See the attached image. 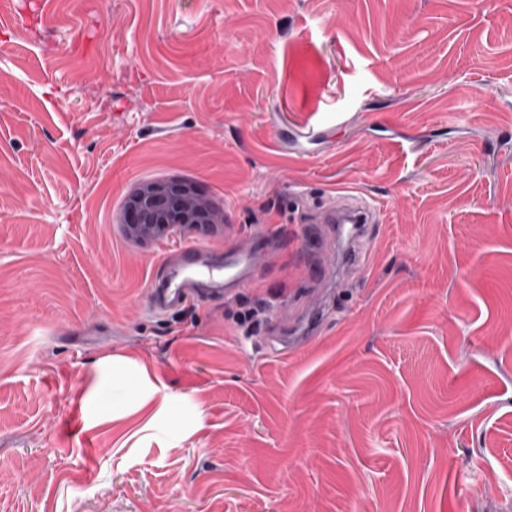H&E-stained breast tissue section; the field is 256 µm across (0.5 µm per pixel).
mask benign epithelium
<instances>
[{
  "instance_id": "obj_1",
  "label": "benign epithelium",
  "mask_w": 512,
  "mask_h": 512,
  "mask_svg": "<svg viewBox=\"0 0 512 512\" xmlns=\"http://www.w3.org/2000/svg\"><path fill=\"white\" fill-rule=\"evenodd\" d=\"M134 243L224 230V210L187 181L158 178L141 182L125 198L119 217Z\"/></svg>"
}]
</instances>
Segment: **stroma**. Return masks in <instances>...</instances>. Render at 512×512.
<instances>
[{
    "instance_id": "1",
    "label": "stroma",
    "mask_w": 512,
    "mask_h": 512,
    "mask_svg": "<svg viewBox=\"0 0 512 512\" xmlns=\"http://www.w3.org/2000/svg\"><path fill=\"white\" fill-rule=\"evenodd\" d=\"M169 177L223 233L125 239ZM346 196L378 222L322 285ZM0 512H512V0H0ZM193 245L184 246L178 255L167 258L162 273L151 282L148 312L164 315L184 309L214 295H225L252 281L255 273L254 251L225 247L222 254H212Z\"/></svg>"
}]
</instances>
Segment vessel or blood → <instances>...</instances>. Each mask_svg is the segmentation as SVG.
Instances as JSON below:
<instances>
[{
    "instance_id": "1",
    "label": "vessel or blood",
    "mask_w": 512,
    "mask_h": 512,
    "mask_svg": "<svg viewBox=\"0 0 512 512\" xmlns=\"http://www.w3.org/2000/svg\"><path fill=\"white\" fill-rule=\"evenodd\" d=\"M345 265L360 264L359 241L366 235L372 215L368 208L344 204L325 214ZM272 237L257 239L253 249L225 248L223 253L203 260L202 250L184 246L178 255L166 259L162 273L150 286L148 312L164 315L214 295H225L251 282L255 273L254 252L272 245Z\"/></svg>"
}]
</instances>
